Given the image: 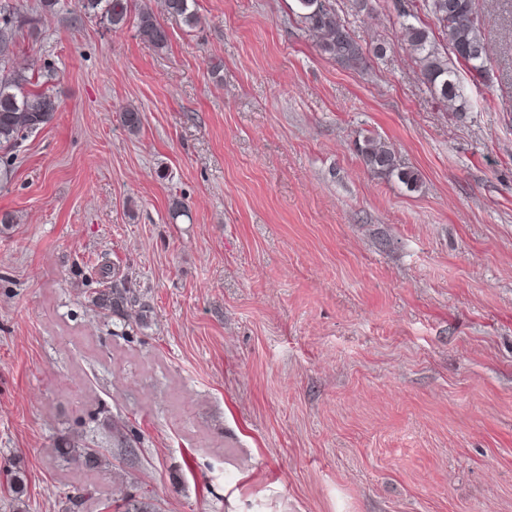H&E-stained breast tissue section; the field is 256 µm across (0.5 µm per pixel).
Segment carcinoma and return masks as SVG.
Masks as SVG:
<instances>
[{
	"mask_svg": "<svg viewBox=\"0 0 512 512\" xmlns=\"http://www.w3.org/2000/svg\"><path fill=\"white\" fill-rule=\"evenodd\" d=\"M298 17L303 29L317 38L319 50L340 64L363 67L367 56L363 45L339 19L332 0H296ZM75 7L84 14L107 24L117 31L124 27L130 15H135L138 35L155 48L168 46L169 36L149 0H75ZM164 12L181 18L189 27L200 24L194 9V0H163ZM422 8L437 20L447 48L455 56L458 67L448 65L436 41L424 26L404 25L406 41L420 63V76L433 86L438 98L449 102L457 112H465L463 87L458 74L462 68L477 75L487 66L488 46L483 35L475 0H422ZM21 23L14 10L0 3V188L11 182L13 174L11 151L20 141L49 124L58 111V93L42 85L53 80L54 74L16 64L19 55L16 38L17 24ZM128 132L135 134L142 127L139 108L128 106L117 115ZM358 152L366 168L385 176H397L405 185H417L418 174L401 166L393 150L374 137L365 138ZM127 301L125 291L112 288L99 293L98 304L110 308ZM58 455L68 463H75L89 471L97 469L102 458L99 449L88 445L57 449ZM11 492L18 498L26 494V477L17 468L3 466Z\"/></svg>",
	"mask_w": 512,
	"mask_h": 512,
	"instance_id": "carcinoma-1",
	"label": "carcinoma"
}]
</instances>
